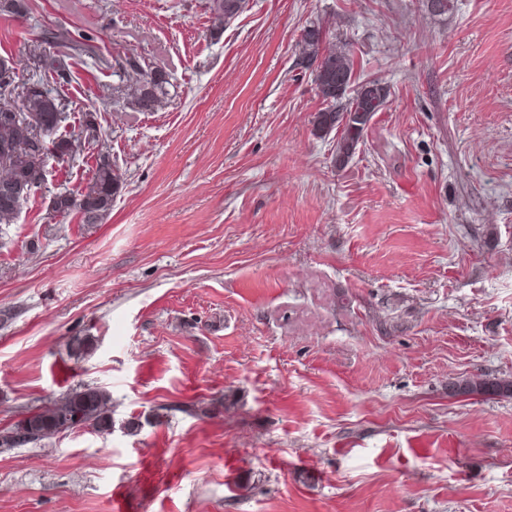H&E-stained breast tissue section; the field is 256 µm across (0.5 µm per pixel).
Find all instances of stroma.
Instances as JSON below:
<instances>
[{
    "mask_svg": "<svg viewBox=\"0 0 512 512\" xmlns=\"http://www.w3.org/2000/svg\"><path fill=\"white\" fill-rule=\"evenodd\" d=\"M207 2L0 14L20 81L40 25L169 81L137 112L70 61L67 125L103 138L0 229V429L83 384L113 421L0 448V512H512V399L448 394L512 377V0H248L219 32ZM310 22L391 90L342 165ZM103 154L109 216H54Z\"/></svg>",
    "mask_w": 512,
    "mask_h": 512,
    "instance_id": "35a3bbf8",
    "label": "stroma"
}]
</instances>
